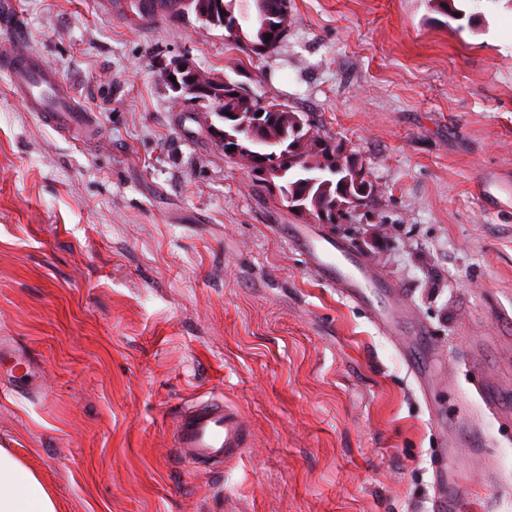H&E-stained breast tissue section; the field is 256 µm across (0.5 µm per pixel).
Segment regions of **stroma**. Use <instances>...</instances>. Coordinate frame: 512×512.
Wrapping results in <instances>:
<instances>
[{"mask_svg": "<svg viewBox=\"0 0 512 512\" xmlns=\"http://www.w3.org/2000/svg\"><path fill=\"white\" fill-rule=\"evenodd\" d=\"M22 45L91 112L73 135L0 72V446L59 512H432L447 467L512 512V0H288L247 57L223 29L131 0H13ZM186 55L308 115L378 193L328 228L428 336L425 380L368 308L318 281L156 67ZM240 407L220 471L174 459L185 403ZM473 415L497 465L454 453Z\"/></svg>", "mask_w": 512, "mask_h": 512, "instance_id": "35a3bbf8", "label": "stroma"}]
</instances>
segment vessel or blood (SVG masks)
<instances>
[{
	"label": "vessel or blood",
	"mask_w": 512,
	"mask_h": 512,
	"mask_svg": "<svg viewBox=\"0 0 512 512\" xmlns=\"http://www.w3.org/2000/svg\"><path fill=\"white\" fill-rule=\"evenodd\" d=\"M0 71L9 75L27 108L47 123L68 128L87 122V111L63 89L58 75L31 53L15 47L1 51ZM280 230L305 251L313 274L329 286H340L348 298L369 302V289L380 287L374 271L331 236L304 224H284ZM250 446L251 434L239 407L220 399L192 402L174 422L175 458L197 467H223L241 458ZM437 483L434 512H461L451 474L440 472Z\"/></svg>",
	"instance_id": "1"
}]
</instances>
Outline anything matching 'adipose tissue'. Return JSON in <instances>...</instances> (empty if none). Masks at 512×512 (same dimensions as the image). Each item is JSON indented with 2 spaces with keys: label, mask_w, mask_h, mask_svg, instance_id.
Returning <instances> with one entry per match:
<instances>
[{
  "label": "adipose tissue",
  "mask_w": 512,
  "mask_h": 512,
  "mask_svg": "<svg viewBox=\"0 0 512 512\" xmlns=\"http://www.w3.org/2000/svg\"><path fill=\"white\" fill-rule=\"evenodd\" d=\"M0 512H57L56 503L39 477L0 448Z\"/></svg>",
  "instance_id": "ef3b65f1"
}]
</instances>
